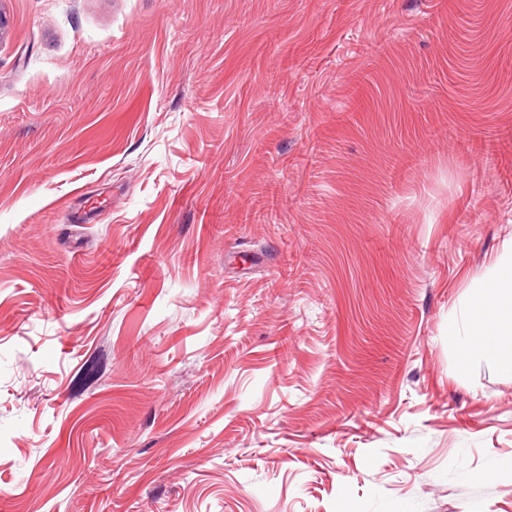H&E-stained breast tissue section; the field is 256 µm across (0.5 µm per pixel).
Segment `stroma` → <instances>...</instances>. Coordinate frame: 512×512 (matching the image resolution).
<instances>
[{
	"instance_id": "35a3bbf8",
	"label": "stroma",
	"mask_w": 512,
	"mask_h": 512,
	"mask_svg": "<svg viewBox=\"0 0 512 512\" xmlns=\"http://www.w3.org/2000/svg\"><path fill=\"white\" fill-rule=\"evenodd\" d=\"M0 16V512H512V0ZM490 291L497 303L474 309L459 343L473 358L505 357L512 368V264L499 272Z\"/></svg>"
}]
</instances>
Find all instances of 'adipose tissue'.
<instances>
[{"label": "adipose tissue", "instance_id": "obj_1", "mask_svg": "<svg viewBox=\"0 0 512 512\" xmlns=\"http://www.w3.org/2000/svg\"><path fill=\"white\" fill-rule=\"evenodd\" d=\"M495 304L479 305L471 313L459 343L471 357L512 360V264L498 274L492 288Z\"/></svg>", "mask_w": 512, "mask_h": 512}]
</instances>
